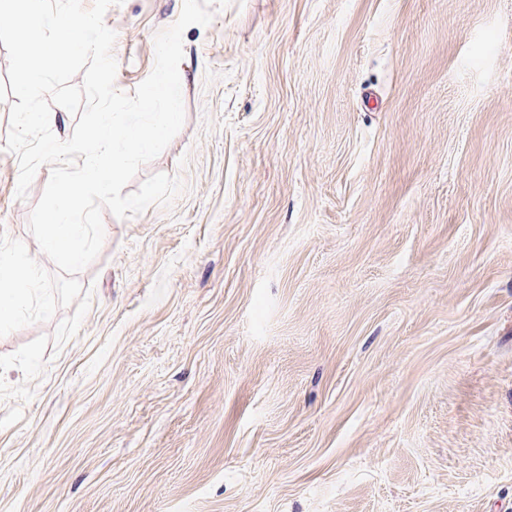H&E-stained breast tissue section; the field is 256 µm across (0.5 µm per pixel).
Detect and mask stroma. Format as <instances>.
Returning a JSON list of instances; mask_svg holds the SVG:
<instances>
[{"instance_id": "obj_1", "label": "stroma", "mask_w": 512, "mask_h": 512, "mask_svg": "<svg viewBox=\"0 0 512 512\" xmlns=\"http://www.w3.org/2000/svg\"><path fill=\"white\" fill-rule=\"evenodd\" d=\"M183 0H123L134 94ZM80 297L0 337V512H512V0H231ZM0 44V230L17 199Z\"/></svg>"}]
</instances>
